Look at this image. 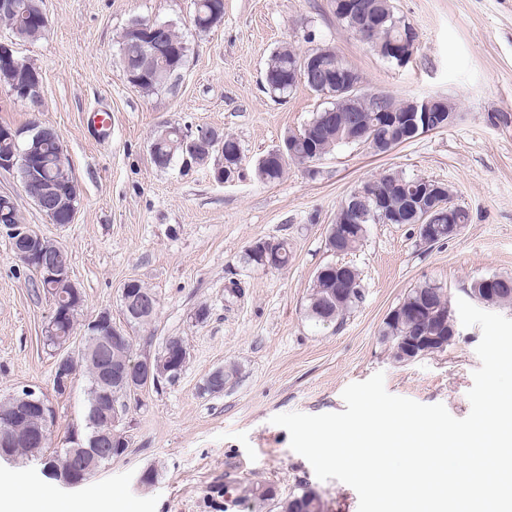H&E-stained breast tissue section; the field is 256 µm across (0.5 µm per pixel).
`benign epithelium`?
<instances>
[{
	"label": "benign epithelium",
	"instance_id": "1",
	"mask_svg": "<svg viewBox=\"0 0 512 512\" xmlns=\"http://www.w3.org/2000/svg\"><path fill=\"white\" fill-rule=\"evenodd\" d=\"M346 16L350 20V31L359 40L371 42L370 34L378 28V18H355L354 8L346 4ZM168 24L158 21L144 23L140 20L131 22L127 29L128 35L143 39L145 52H150L152 40L158 38ZM399 34L390 36L382 44L375 45V51L386 59H395L404 64L410 59V54L418 47L417 35L414 27L404 18H398ZM335 55L331 46H320L301 55L296 69L297 79L303 81L314 78L315 83L323 88V100L338 104L342 101L349 106L356 105V101L365 92L364 84L359 80L340 78L331 80L325 76L319 66L320 58ZM16 58L12 44L0 43V84L9 83L12 93L18 95L23 101H42V82L38 81L28 87L19 88L14 81V68ZM379 111L385 113L388 122L396 129V138L403 140L406 137L415 138L434 131L432 116L444 117V113L455 111L452 103L443 98L413 99L408 110L401 112L394 107L384 104ZM61 137L57 130L39 124L30 126L25 131L0 129V138L13 143L12 151L0 155V170L20 175L23 187L32 182L42 184L39 193L31 195L34 205L51 221L57 223L56 212L66 210V223H72L76 210V201L80 198L77 182H69L64 188H59L56 182L44 179L41 176V144L48 138ZM222 141L220 132L212 129L199 130L192 142L199 155L207 157L211 150ZM366 195L365 183H360L343 199L336 211L335 224L328 226L326 243L333 245L335 238V225L344 221L355 222L359 211L356 202ZM451 199V190L445 185H439L433 180L422 179L418 192L414 195L413 212L415 224L421 239L433 244L436 238L432 235V213L448 204ZM12 249L17 258L28 267L34 269L44 284L48 297L54 303L52 316L43 328V335L47 337L46 344L51 347L55 357L54 376L57 386L69 388L77 366L82 359L91 354L96 347L97 339L105 336L110 341H120L126 336L124 327L112 322V313L108 310L99 312L90 318L84 326L83 334L88 336V343L82 349L74 343L73 337L64 336L57 330L62 316V303L78 306L82 295L70 277L69 266L60 259L59 246L34 232L29 225L20 224L12 231ZM122 303V316L129 324L137 319L142 312L152 308V303L140 299L139 304L131 306L127 295L130 293V283H124L120 290ZM176 362H166L164 356L144 354L134 363L126 366L116 361H107L98 368L97 379L103 391L104 399L93 402L88 412L89 425L93 434L89 440V447L93 448V455L112 459V454L104 452L111 447L112 436L122 432L120 426L127 413V401L115 400V392L122 390L132 396L150 387L158 386L162 381L175 376ZM11 409L4 420H0V459L12 460L11 446L19 437L16 431L19 424L27 423L36 418H43L46 410L44 396L33 389H24L12 395L8 401Z\"/></svg>",
	"mask_w": 512,
	"mask_h": 512
}]
</instances>
